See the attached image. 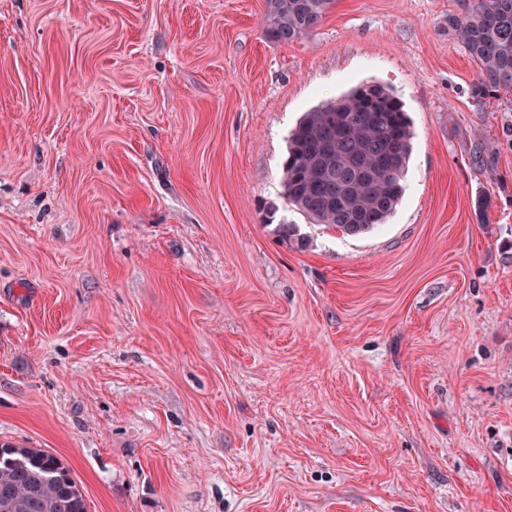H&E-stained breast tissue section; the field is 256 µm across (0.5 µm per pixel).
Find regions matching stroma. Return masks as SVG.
<instances>
[{
	"mask_svg": "<svg viewBox=\"0 0 512 512\" xmlns=\"http://www.w3.org/2000/svg\"><path fill=\"white\" fill-rule=\"evenodd\" d=\"M460 8L336 0L283 43L265 0H0V441L89 512H512V94L471 99ZM366 83L414 136L349 236L280 176Z\"/></svg>",
	"mask_w": 512,
	"mask_h": 512,
	"instance_id": "stroma-1",
	"label": "stroma"
}]
</instances>
